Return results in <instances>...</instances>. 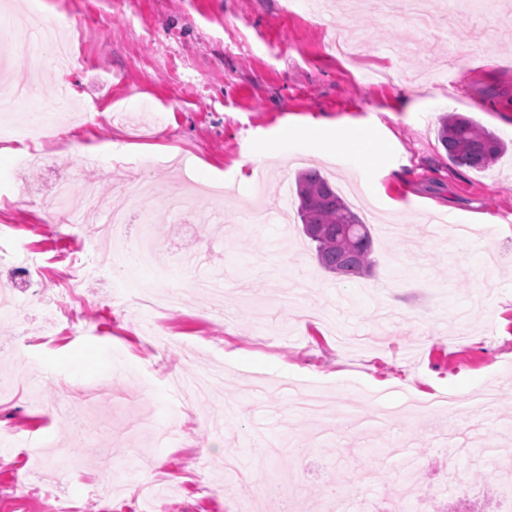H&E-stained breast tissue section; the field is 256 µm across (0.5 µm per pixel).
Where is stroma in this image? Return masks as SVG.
Returning a JSON list of instances; mask_svg holds the SVG:
<instances>
[{
  "label": "stroma",
  "mask_w": 512,
  "mask_h": 512,
  "mask_svg": "<svg viewBox=\"0 0 512 512\" xmlns=\"http://www.w3.org/2000/svg\"><path fill=\"white\" fill-rule=\"evenodd\" d=\"M63 18L73 62H47L30 81L21 59L0 89L33 83L19 114L43 111L65 88L80 111L68 133L0 159V281L15 285L13 316L0 320V491L36 472L74 512H123L133 484L163 476L161 495L187 512H251L267 481L297 477L286 512H324L323 490L342 484L375 505L399 468L418 487L416 512H512L495 472L463 454L468 437L428 416L397 414L390 429L352 431L302 420L281 385H326L361 414L400 385L416 399L438 391L497 393L495 421L512 420V27L466 9L452 29L419 34L398 61L383 45L406 40L401 21L350 0L322 17L286 0H0V41L23 45L38 18ZM352 29L357 59L331 49ZM457 112L509 149L488 170L454 166L437 139L440 116ZM370 130L375 163L325 152L307 130ZM306 155L334 185L361 192L376 262L371 276L341 282L319 267L299 230L298 199L284 193ZM148 178L149 223L132 219L136 247L163 227L154 267L72 276L93 235L77 218L50 223L43 202L60 178L72 191L94 182L113 208L123 184ZM183 198L185 214L170 212ZM260 199L268 222L244 221ZM465 224L471 236L427 234V220ZM214 279L232 320L214 313L209 291L188 289L177 308L140 305L173 275ZM101 354L109 369L74 364ZM273 442L276 458L257 457ZM70 451L61 474L56 448ZM478 479L484 501L449 497L443 449Z\"/></svg>",
  "instance_id": "stroma-1"
}]
</instances>
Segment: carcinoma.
Wrapping results in <instances>:
<instances>
[{"mask_svg":"<svg viewBox=\"0 0 512 512\" xmlns=\"http://www.w3.org/2000/svg\"><path fill=\"white\" fill-rule=\"evenodd\" d=\"M437 134L448 160L458 167L484 171L508 150L494 132L457 112L440 117ZM295 192L302 232L315 243L319 265L344 281L367 275L374 265L369 225L316 169L298 173Z\"/></svg>","mask_w":512,"mask_h":512,"instance_id":"obj_1","label":"carcinoma"}]
</instances>
